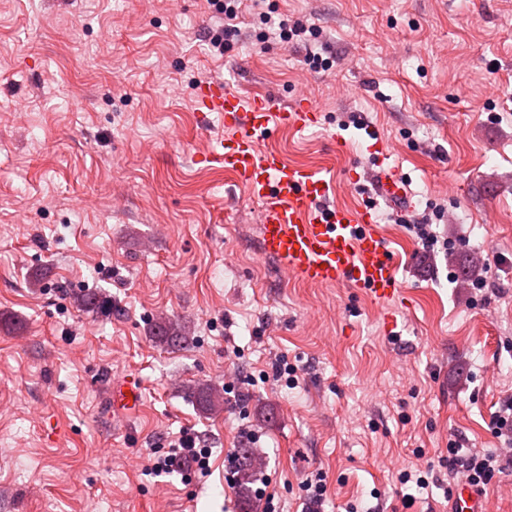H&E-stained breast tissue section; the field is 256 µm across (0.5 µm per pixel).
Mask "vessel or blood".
Listing matches in <instances>:
<instances>
[{
	"label": "vessel or blood",
	"mask_w": 512,
	"mask_h": 512,
	"mask_svg": "<svg viewBox=\"0 0 512 512\" xmlns=\"http://www.w3.org/2000/svg\"><path fill=\"white\" fill-rule=\"evenodd\" d=\"M195 109L201 119L215 113L224 121V141L205 159L223 167L255 204L263 255L276 260L286 275L310 285L359 288L380 303L399 297L397 259L369 207L330 204V181L264 145L277 130L300 133L317 125L320 109L314 102L302 98L281 108L269 97L241 94L219 76L199 87ZM376 191L397 205L410 204L403 179L390 166L379 173ZM140 402L137 379L113 383L116 410L132 413ZM451 512H484L483 502L474 488L460 484L453 490Z\"/></svg>",
	"instance_id": "1"
}]
</instances>
